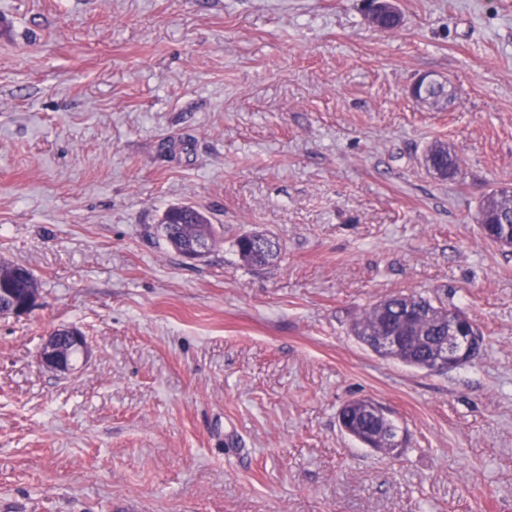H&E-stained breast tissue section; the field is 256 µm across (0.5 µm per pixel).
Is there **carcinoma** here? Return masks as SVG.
<instances>
[{
  "mask_svg": "<svg viewBox=\"0 0 512 512\" xmlns=\"http://www.w3.org/2000/svg\"><path fill=\"white\" fill-rule=\"evenodd\" d=\"M428 154L441 163L442 177H452L457 173V157L448 144L437 142L428 149ZM476 221L487 239L503 248L508 247V243L512 242V197L500 188L492 190L481 202ZM155 231L178 253L192 248L196 242L204 243L209 250L217 240V229L209 216L191 205L169 207ZM235 246L241 259L250 266L268 264L280 254L278 248L254 247L247 234L240 236ZM0 286L12 289L19 296L39 292L38 283L30 270L5 262L0 263ZM451 316L460 319L468 317V314L458 308L437 305L420 294L395 295L365 311L353 324L352 333L360 344L369 348L377 337L385 335L390 328L409 323L407 339L400 349L382 353L380 357L425 370L434 358L435 345L441 337L448 335V318ZM367 424L369 421L362 413L352 417L342 427L367 446L386 453L394 451L389 437L373 438Z\"/></svg>",
  "mask_w": 512,
  "mask_h": 512,
  "instance_id": "obj_1",
  "label": "carcinoma"
}]
</instances>
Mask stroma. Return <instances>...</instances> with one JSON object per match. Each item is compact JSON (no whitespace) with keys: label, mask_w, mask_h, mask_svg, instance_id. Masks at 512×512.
<instances>
[{"label":"stroma","mask_w":512,"mask_h":512,"mask_svg":"<svg viewBox=\"0 0 512 512\" xmlns=\"http://www.w3.org/2000/svg\"><path fill=\"white\" fill-rule=\"evenodd\" d=\"M364 2L0 0V261L39 285L0 316V512H512V248L475 221L512 185V0H398L388 32ZM176 203L221 228L202 261L154 233ZM249 232L280 258L244 265ZM409 293L480 356L360 345ZM358 399L396 451L341 430ZM431 78L427 75L421 76L411 87L410 94L411 96L419 101H427L431 99L429 96L436 100H440L443 97L447 96V92L445 91V88L442 84L434 83L429 87L431 84ZM429 87V88H427ZM427 88V90H426ZM429 96H428V94ZM426 154L438 160L443 167V174L439 177L448 178L453 177L458 170V161L456 155L448 148L447 143L437 142L432 145ZM436 305L433 300L420 294H401L391 296L369 308L353 324L352 333L357 341L370 349L377 336V347L382 351L396 348L400 336H384L392 327H400L409 323L406 341L399 350L390 353H379L382 358H391L402 364L427 370L431 361L432 371H444L456 368L475 358L473 350L479 345L481 337L475 329L469 315L458 309L448 308L442 303ZM466 318L472 322L469 326L453 321L449 325L448 318ZM475 323V322H474ZM88 342L83 332L75 327L53 330L46 338L40 359L47 367L67 373L72 369L74 353H87Z\"/></svg>","instance_id":"35a3bbf8"}]
</instances>
